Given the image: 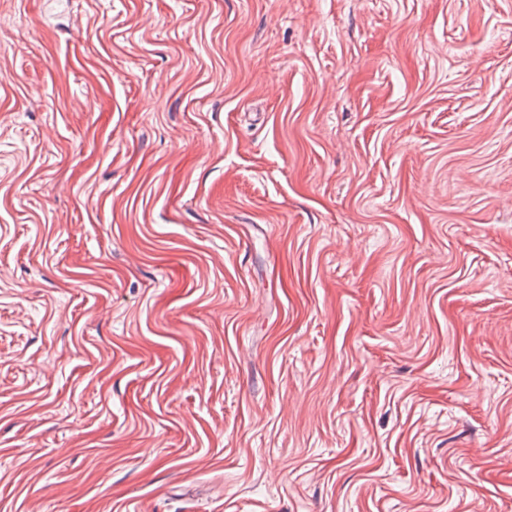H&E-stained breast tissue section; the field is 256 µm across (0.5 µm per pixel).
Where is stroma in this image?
Wrapping results in <instances>:
<instances>
[{
	"instance_id": "35a3bbf8",
	"label": "stroma",
	"mask_w": 512,
	"mask_h": 512,
	"mask_svg": "<svg viewBox=\"0 0 512 512\" xmlns=\"http://www.w3.org/2000/svg\"><path fill=\"white\" fill-rule=\"evenodd\" d=\"M0 512H512V0H0Z\"/></svg>"
}]
</instances>
